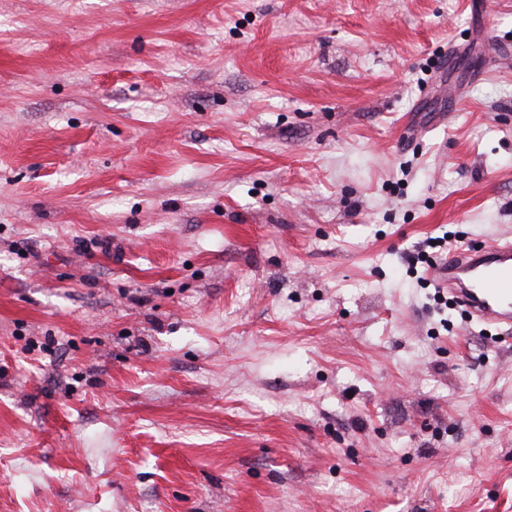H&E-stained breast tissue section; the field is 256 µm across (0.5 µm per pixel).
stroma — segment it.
I'll use <instances>...</instances> for the list:
<instances>
[{"label": "stroma", "instance_id": "35a3bbf8", "mask_svg": "<svg viewBox=\"0 0 512 512\" xmlns=\"http://www.w3.org/2000/svg\"><path fill=\"white\" fill-rule=\"evenodd\" d=\"M512 0H0V512H512ZM417 259L428 267L436 261L423 254ZM428 276L470 321L512 327V238L481 248L462 245L451 257L430 266ZM439 288L436 299L447 305V293L445 297Z\"/></svg>", "mask_w": 512, "mask_h": 512}]
</instances>
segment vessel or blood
Returning <instances> with one entry per match:
<instances>
[{"mask_svg": "<svg viewBox=\"0 0 512 512\" xmlns=\"http://www.w3.org/2000/svg\"><path fill=\"white\" fill-rule=\"evenodd\" d=\"M428 276L470 320L512 327V239L481 248L462 245L430 266Z\"/></svg>", "mask_w": 512, "mask_h": 512, "instance_id": "b4317fda", "label": "vessel or blood"}]
</instances>
